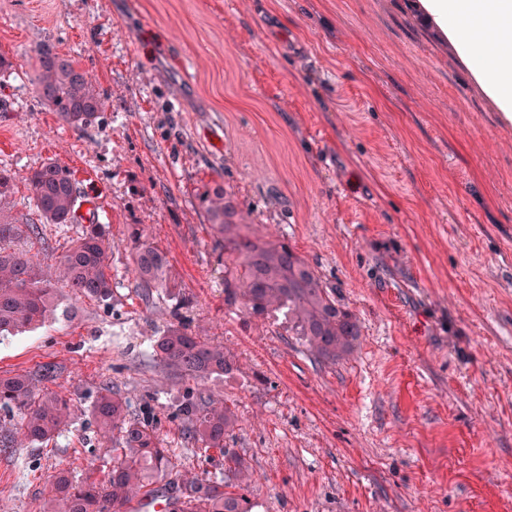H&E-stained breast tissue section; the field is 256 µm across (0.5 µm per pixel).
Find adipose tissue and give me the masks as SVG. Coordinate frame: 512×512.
Instances as JSON below:
<instances>
[{"instance_id": "obj_1", "label": "adipose tissue", "mask_w": 512, "mask_h": 512, "mask_svg": "<svg viewBox=\"0 0 512 512\" xmlns=\"http://www.w3.org/2000/svg\"><path fill=\"white\" fill-rule=\"evenodd\" d=\"M467 63L473 78L495 102L504 121L512 122V0H422Z\"/></svg>"}]
</instances>
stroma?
I'll use <instances>...</instances> for the list:
<instances>
[{"instance_id": "stroma-1", "label": "stroma", "mask_w": 512, "mask_h": 512, "mask_svg": "<svg viewBox=\"0 0 512 512\" xmlns=\"http://www.w3.org/2000/svg\"><path fill=\"white\" fill-rule=\"evenodd\" d=\"M411 0H0L1 201L30 171L69 168L112 239L106 303L63 293L75 317L0 342V374L58 368L45 389L75 418L47 445L0 452V512H40L64 469L104 479L88 408L99 389L155 410L179 466L200 461L152 346L176 299L240 370L230 441L259 512H512V122ZM103 95L99 122L64 124L35 90L41 45ZM221 183L336 284L363 343L318 364L285 321L224 303V252L199 196ZM139 226L178 297L145 304L128 272ZM82 232L45 224L20 249L54 263Z\"/></svg>"}]
</instances>
